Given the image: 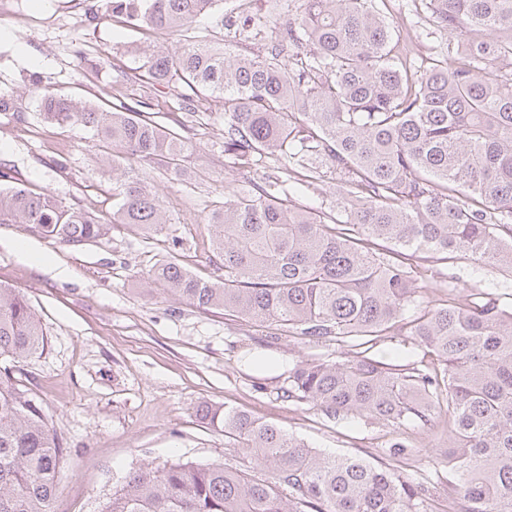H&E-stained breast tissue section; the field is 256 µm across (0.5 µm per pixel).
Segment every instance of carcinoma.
<instances>
[{
    "label": "carcinoma",
    "instance_id": "carcinoma-1",
    "mask_svg": "<svg viewBox=\"0 0 512 512\" xmlns=\"http://www.w3.org/2000/svg\"><path fill=\"white\" fill-rule=\"evenodd\" d=\"M448 33V55L417 70L390 47L389 24L370 0H300L282 24L270 17L263 52L242 57L193 30L206 16L229 40L248 17L224 0H93L146 33L184 35L153 52L140 81L175 92L185 118L163 126L149 99L79 106L48 87L41 115L88 128L112 151V220L47 192L0 189V224L84 246L114 224L155 233L171 223L139 166L184 180L188 137L204 93L224 112V154L268 160L274 172L224 194L205 218L224 278H201L171 257L148 280L179 300L260 326L333 341L340 358L302 361L282 397L330 419L399 429L448 414V512H512V304L429 268L448 299L421 305L418 267L375 248L464 257L512 270V0H424ZM336 175L343 215L332 224L291 204V182ZM413 318L405 320L408 310ZM41 322L17 288L0 284V512H53L67 448L23 380L21 363L43 345ZM413 345L403 364L380 360L388 338ZM201 417L253 451L266 473L178 461L133 472L103 512H427L425 488L396 472L410 454L401 437L390 462L322 453L245 411L205 405Z\"/></svg>",
    "mask_w": 512,
    "mask_h": 512
}]
</instances>
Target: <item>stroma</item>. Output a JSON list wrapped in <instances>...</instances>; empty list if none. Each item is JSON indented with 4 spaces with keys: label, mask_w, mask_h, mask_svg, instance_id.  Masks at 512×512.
Returning a JSON list of instances; mask_svg holds the SVG:
<instances>
[{
    "label": "stroma",
    "mask_w": 512,
    "mask_h": 512,
    "mask_svg": "<svg viewBox=\"0 0 512 512\" xmlns=\"http://www.w3.org/2000/svg\"><path fill=\"white\" fill-rule=\"evenodd\" d=\"M91 0H0V93L14 109L0 112V172L10 183L52 193L69 205L112 214V167L100 163L91 134L79 124L55 126L40 114L43 76L82 102L110 97L121 80L131 98H158L156 119H179L177 100L157 95L132 71L146 49L176 47L173 35L143 37L110 19L89 20ZM393 26L394 47H407L416 65L429 67L448 37L433 25L422 0H372ZM85 58L77 60L75 47ZM187 135L191 148L183 185L170 187L162 169L143 168L172 218L145 236L116 224L108 239L79 248L27 235L0 224V283L18 288L39 315L44 347L24 368L26 383L67 446L63 489L54 512H102L129 473L181 460L253 466L251 453L200 418L205 404L230 405L274 423L329 454L384 462L393 430L348 418L327 419L316 407L282 396L299 362L332 356V344L255 327L218 310H203L148 282L158 261L177 257L206 279L222 277L210 251L204 218L213 201L249 180L252 170L224 154V114L201 113ZM294 204L333 218L336 177L323 173L297 186ZM422 267L448 268L463 282L492 288L512 300V275L418 254ZM443 417L431 425L406 423L401 434L412 452L402 477L427 490L431 512H447L445 482L432 464L448 438Z\"/></svg>",
    "instance_id": "stroma-1"
}]
</instances>
